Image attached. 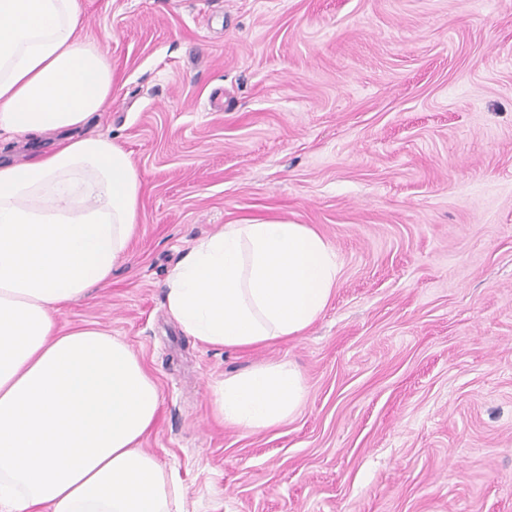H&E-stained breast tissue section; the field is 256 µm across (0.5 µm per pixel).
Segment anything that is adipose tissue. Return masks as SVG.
I'll list each match as a JSON object with an SVG mask.
<instances>
[{
  "label": "adipose tissue",
  "mask_w": 512,
  "mask_h": 512,
  "mask_svg": "<svg viewBox=\"0 0 512 512\" xmlns=\"http://www.w3.org/2000/svg\"><path fill=\"white\" fill-rule=\"evenodd\" d=\"M78 27V0H0V135L67 133L51 152L0 164V512H185L172 475L140 447L156 382L121 338L59 322L110 282L142 187L119 144L81 132L115 71ZM339 278L308 225L227 224L169 272L166 302L200 343L248 350L304 336ZM305 396L282 361L224 379L215 407L225 424L269 429Z\"/></svg>",
  "instance_id": "obj_1"
}]
</instances>
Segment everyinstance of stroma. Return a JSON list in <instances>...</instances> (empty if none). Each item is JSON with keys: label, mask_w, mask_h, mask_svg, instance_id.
<instances>
[{"label": "stroma", "mask_w": 512, "mask_h": 512, "mask_svg": "<svg viewBox=\"0 0 512 512\" xmlns=\"http://www.w3.org/2000/svg\"><path fill=\"white\" fill-rule=\"evenodd\" d=\"M138 232L70 326L121 337L160 407L141 447L186 512H512V0H78ZM316 229L341 263L304 336L203 345L164 281L225 224ZM287 361L306 397L225 426L215 388Z\"/></svg>", "instance_id": "obj_1"}]
</instances>
